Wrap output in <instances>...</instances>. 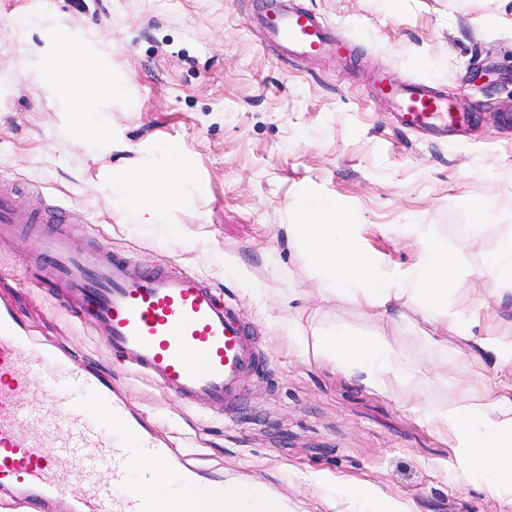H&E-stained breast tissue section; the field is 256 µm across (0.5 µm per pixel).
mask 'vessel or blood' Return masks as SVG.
Wrapping results in <instances>:
<instances>
[{
  "label": "vessel or blood",
  "instance_id": "vessel-or-blood-1",
  "mask_svg": "<svg viewBox=\"0 0 512 512\" xmlns=\"http://www.w3.org/2000/svg\"><path fill=\"white\" fill-rule=\"evenodd\" d=\"M263 29L269 43L296 58L350 51L316 13L287 2ZM378 93L407 129L444 137L470 121L424 82L383 79ZM45 217L38 206L21 212L0 191L1 236ZM37 260L40 286L65 285L83 324L101 326L113 356L182 400L233 410L244 377L263 363L234 306L194 273L143 272L116 253L96 261L59 234L43 236ZM34 381L41 400L31 404L26 392ZM90 404L104 419L87 413ZM62 457L70 469H59ZM157 461L193 492L172 498L169 512H222L219 478L174 453L143 415L128 409L111 378L63 348L37 343L10 305L0 304V476L8 479L0 501L18 512H153L138 488L157 481Z\"/></svg>",
  "mask_w": 512,
  "mask_h": 512
}]
</instances>
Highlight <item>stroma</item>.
Masks as SVG:
<instances>
[{"label":"stroma","mask_w":512,"mask_h":512,"mask_svg":"<svg viewBox=\"0 0 512 512\" xmlns=\"http://www.w3.org/2000/svg\"><path fill=\"white\" fill-rule=\"evenodd\" d=\"M345 37L351 52L294 59L262 39L280 0H0V186L19 206L65 208L66 224H23L0 240V299L33 335L109 371L129 406L172 447L225 485L259 483L288 512H347L345 485H369L417 512H512L463 473L447 438L417 423L439 391L383 395L319 363L300 361L270 318L217 258L235 254L268 287L285 288L318 323L375 330L351 304L322 301L317 276L283 230L292 207L325 198L365 227L371 249L406 267L415 251L397 224L433 225L450 243L477 236L464 270L478 273L512 233V0H294ZM33 13L31 24L18 19ZM495 26H488V17ZM112 81L101 102L108 135L71 131V96L49 95L44 64L61 37ZM425 81L472 114L464 134L437 142L401 127L379 78ZM191 158L182 201L153 230L127 223L114 181L151 162ZM492 198L479 220L471 200ZM70 234L89 253L109 248L138 269H190L221 291L263 356L232 417L189 404L116 363L103 337L31 286L40 236Z\"/></svg>","instance_id":"35a3bbf8"}]
</instances>
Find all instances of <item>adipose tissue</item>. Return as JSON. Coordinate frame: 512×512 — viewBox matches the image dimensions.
<instances>
[{
	"mask_svg": "<svg viewBox=\"0 0 512 512\" xmlns=\"http://www.w3.org/2000/svg\"><path fill=\"white\" fill-rule=\"evenodd\" d=\"M71 47L60 41L46 63L49 92L68 90L76 96L96 84L101 97L112 94L111 81L101 74L78 75L70 64ZM191 171L190 160L136 169L115 186L131 223L144 227L163 223L168 208L183 196ZM295 211L296 223L284 231L318 275L322 300L342 298L385 319L390 329L368 336L342 328L323 330L305 325L304 310L295 295L280 292L284 311L277 323L288 334L289 348L302 360L317 361L360 380L365 386L391 395H412L432 388L444 389L449 404L425 406L422 420L445 435L456 448L465 471L483 478L489 496H512V336L477 335L479 312L488 300L503 302L512 295V235L487 262L481 276L487 287L466 285L459 244H445L430 225L410 224L399 234L414 246L417 259L405 268L387 270L381 255L371 250L361 225L326 200H304ZM461 293L463 310L452 309L448 299ZM419 312L431 326L426 341L441 358L432 363L409 355L399 339L410 328L406 310ZM470 360L491 366L498 378L482 401H473L460 363ZM224 512H287L281 500L260 492L259 485H236L224 490Z\"/></svg>",
	"mask_w": 512,
	"mask_h": 512,
	"instance_id": "1",
	"label": "adipose tissue"
}]
</instances>
